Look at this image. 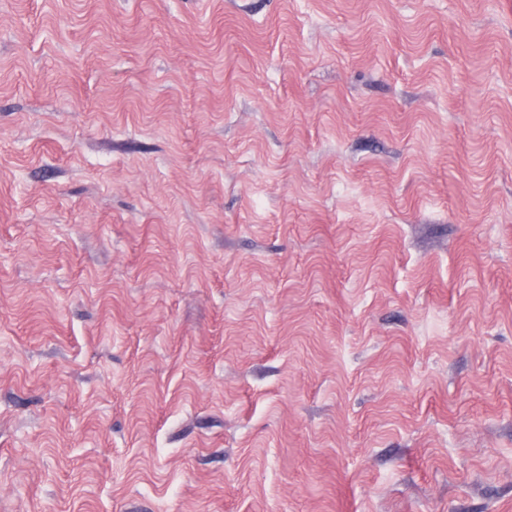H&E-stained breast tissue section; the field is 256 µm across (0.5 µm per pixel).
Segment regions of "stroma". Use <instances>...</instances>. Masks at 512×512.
<instances>
[{"instance_id":"obj_1","label":"stroma","mask_w":512,"mask_h":512,"mask_svg":"<svg viewBox=\"0 0 512 512\" xmlns=\"http://www.w3.org/2000/svg\"><path fill=\"white\" fill-rule=\"evenodd\" d=\"M0 512H512V0H0Z\"/></svg>"}]
</instances>
